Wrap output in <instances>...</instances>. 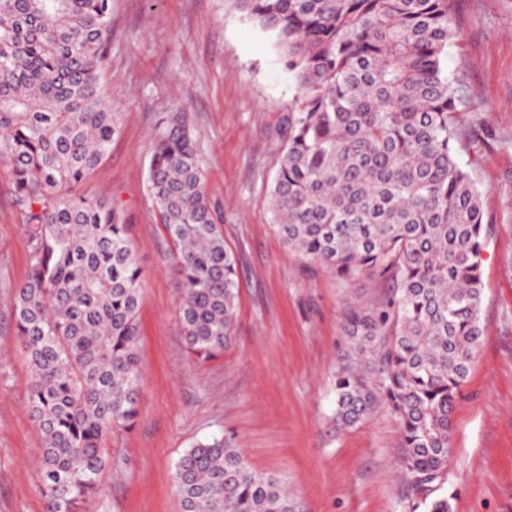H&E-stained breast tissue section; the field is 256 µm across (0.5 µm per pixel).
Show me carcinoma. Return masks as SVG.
Instances as JSON below:
<instances>
[{
  "mask_svg": "<svg viewBox=\"0 0 512 512\" xmlns=\"http://www.w3.org/2000/svg\"><path fill=\"white\" fill-rule=\"evenodd\" d=\"M111 0H0V165L25 209L31 266L14 289L41 437L46 512L101 494L112 435L140 413L141 275L112 202L80 184L107 154L117 113L102 84ZM274 35L298 95L264 204L310 266L385 282L351 305L336 370L337 423L381 406L400 425L404 482L431 497L451 455V414L483 334L481 192L455 157V0H234ZM197 143L176 116L153 136L148 191L176 252L178 323L207 362L235 337L239 279L204 189ZM181 512H295L285 482L257 473L224 436L195 442L173 472Z\"/></svg>",
  "mask_w": 512,
  "mask_h": 512,
  "instance_id": "cac0c4a2",
  "label": "carcinoma"
}]
</instances>
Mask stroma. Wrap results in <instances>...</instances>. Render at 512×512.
I'll use <instances>...</instances> for the list:
<instances>
[{
  "instance_id": "obj_1",
  "label": "stroma",
  "mask_w": 512,
  "mask_h": 512,
  "mask_svg": "<svg viewBox=\"0 0 512 512\" xmlns=\"http://www.w3.org/2000/svg\"><path fill=\"white\" fill-rule=\"evenodd\" d=\"M460 31L445 66L462 83L469 137L458 160L482 193L483 336L452 415V512H512V0H457ZM104 82L118 132L83 183L121 212L144 270L140 416L116 433L104 493L85 512H180L174 465L196 441L234 438L252 470L283 476L297 512H426L399 468L400 427L384 408L366 423L333 420L342 322L385 286L335 275L289 253L264 205L297 96L271 36L231 0H112ZM195 135L205 191L224 224L240 282L238 324L223 355L198 363L177 321L173 245L147 188L159 117ZM25 212L0 166V512H44L42 455L27 408L29 372L12 316L30 270Z\"/></svg>"
}]
</instances>
